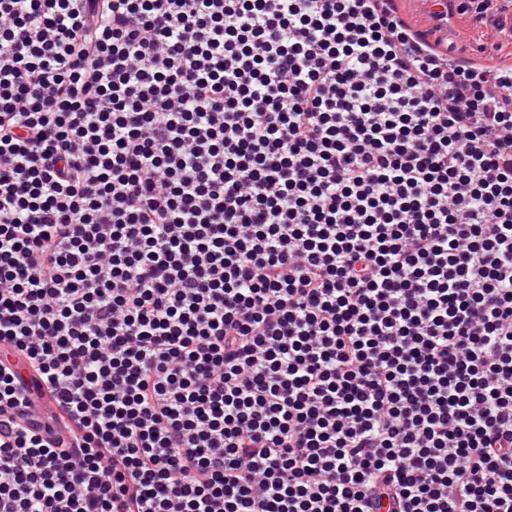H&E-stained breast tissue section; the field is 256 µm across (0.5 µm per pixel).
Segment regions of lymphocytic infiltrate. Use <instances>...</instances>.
Instances as JSON below:
<instances>
[{
    "instance_id": "obj_1",
    "label": "lymphocytic infiltrate",
    "mask_w": 512,
    "mask_h": 512,
    "mask_svg": "<svg viewBox=\"0 0 512 512\" xmlns=\"http://www.w3.org/2000/svg\"><path fill=\"white\" fill-rule=\"evenodd\" d=\"M418 36L0 0V512H512V81Z\"/></svg>"
}]
</instances>
